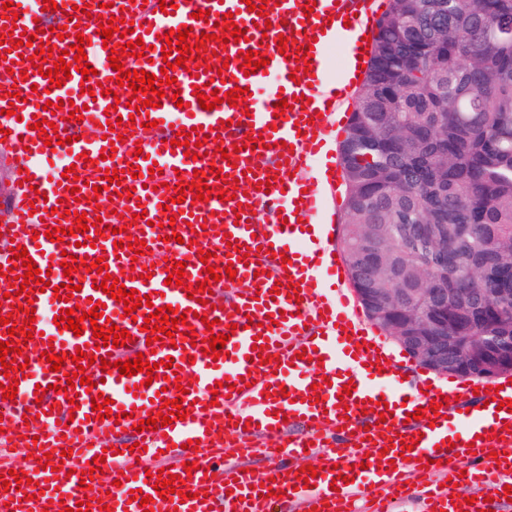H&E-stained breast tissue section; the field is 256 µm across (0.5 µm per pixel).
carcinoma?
<instances>
[{
    "label": "carcinoma",
    "mask_w": 512,
    "mask_h": 512,
    "mask_svg": "<svg viewBox=\"0 0 512 512\" xmlns=\"http://www.w3.org/2000/svg\"><path fill=\"white\" fill-rule=\"evenodd\" d=\"M340 143L345 259L447 375L512 371V0H390ZM490 341L495 365L469 355Z\"/></svg>",
    "instance_id": "obj_1"
}]
</instances>
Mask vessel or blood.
Segmentation results:
<instances>
[{"label": "vessel or blood", "instance_id": "vessel-or-blood-1", "mask_svg": "<svg viewBox=\"0 0 512 512\" xmlns=\"http://www.w3.org/2000/svg\"><path fill=\"white\" fill-rule=\"evenodd\" d=\"M17 20L0 18V34L15 29L35 35L37 43L65 52L66 62L74 57L68 49L75 33L89 37L87 61L96 73L83 77L72 72L62 87H51L40 71L50 68L43 61L34 68L30 58L34 46H21L7 52L0 45V127L8 129V144L16 156L27 161L32 186L16 187L8 205L10 219L0 225V265H7L11 243L26 247L37 268L49 271L50 286L37 291L27 285L26 295L10 296L11 282L0 276V311L12 313L14 321H24L19 304L32 301L36 310V334L32 340L9 335L0 324V341L15 340L30 360L25 370H11L5 385H17V395L0 400V427L16 435L28 436L29 457L24 470L32 483L21 500V493L0 488V512H68L78 501L91 496L109 504L114 512H143L130 493L139 489L153 495V475L160 469H173L184 475L185 463H193L191 481L180 491L151 502L152 512H398L404 505L415 512H512L505 495L512 486V413L501 409V402L512 400V380L503 379L500 390L475 393L469 382L442 384L431 378H403L394 370L395 359L385 346L370 336L359 319L351 297L345 291L330 295L328 277L344 274V260L334 254V246L324 245L313 228L315 216L324 205L307 174L312 165L324 163L327 177L335 168L328 160L325 131L343 127V107L360 84L358 75L346 67L329 75L327 51L342 49L347 64L358 62L371 50L367 35L377 30L378 13L374 0H174L175 6L161 12L159 0H113L109 9H99V0H57L58 7L44 11L30 0H13ZM265 4L268 24L258 22L252 7ZM90 5L82 13V5ZM208 11V19L195 18L198 10ZM232 13L244 32L245 41L205 42L207 67L190 77L175 68L180 102L171 96L161 98L156 108L139 110L134 124L124 129V143L111 146L103 140V125L118 119L111 111L113 102L106 93L114 70L109 65L110 49L104 48L99 33V17H117L131 22L129 41L150 46L148 56L124 57L125 69L159 74L163 65L162 34L189 26L193 37L201 33L224 34L217 17ZM65 27L63 39L48 37L49 26ZM287 38L286 52H279L280 38ZM306 49V59H298V49ZM262 51L266 66L244 75L242 52ZM221 74L220 92L236 87L250 91L246 106L218 104L202 109L194 87L209 83ZM101 83L97 96L83 93L82 79ZM20 92L21 101L5 99L8 90ZM305 96L306 107H293L276 115L280 98ZM73 101L83 118L69 119L67 110L50 112L46 102ZM13 115H5V108ZM177 116L178 127L191 129L193 140L203 141V158L186 157L184 147H171L176 136L170 129V116ZM53 120L65 145L48 147L32 130L34 118ZM155 127L145 128L146 119ZM262 137V146L249 148L252 137ZM230 160H222V151ZM64 154L66 163L75 165L82 181L79 201H72L69 179L62 166L53 165L54 155ZM138 166L140 174L131 177L129 169ZM157 174H150V167ZM120 169L118 182H108L106 169ZM202 171L209 188L235 183L236 198L227 202L219 197L209 201L176 203L177 183H190L194 171ZM270 181L269 191L259 190L258 182ZM101 185L102 197L112 196L118 186L135 190L123 203L120 214L101 212L93 201V185ZM69 201L67 217L53 214L58 200ZM264 204L268 218L258 221L256 204ZM145 218H137L138 210ZM102 217L107 228L95 246L74 234L73 244L48 240L49 227H73L75 216ZM44 217L33 221L34 214ZM208 226V239L215 253L214 271L220 281L211 283L207 304L189 298L186 284L206 280L204 264L197 248L187 247L201 226ZM181 235L172 241L171 232ZM144 240L141 255L131 249L115 248V240L128 237ZM78 262L93 263L104 257L108 274L118 277L126 289L150 295L151 306L139 307L126 316L123 303L93 286L96 273L78 271L73 284L78 287L71 299L82 309L94 302L104 305V317L128 330L130 342L113 348L98 345L92 327L82 335L61 330L48 315L59 312L62 301L54 296L55 286L63 283V254ZM185 262L183 286L167 284L166 264ZM233 265L235 279L224 278L226 265ZM152 267V278H143L145 267ZM298 297H290V287ZM172 306L187 313L186 325L173 336L148 342L142 327L151 308ZM215 322L206 328L205 319ZM224 333L228 341L223 355H203L198 342L211 334ZM313 349L317 360L297 359L303 349ZM65 357L61 371H51L41 360L44 350ZM105 358L108 369L98 363L85 370L96 389L111 399V416L93 417L92 400L85 386L76 385L61 394L67 377L77 367L70 357L76 351ZM270 363H261V356ZM144 357L149 362L172 359L180 379L148 380L140 372L127 377L115 368L116 360ZM228 387H221V380ZM189 383L188 393L176 391V382ZM352 384V395L343 387ZM43 387V398H36V387ZM164 399L184 398L189 419L163 430H134L133 422L160 414L156 395ZM385 401L389 416L363 412L365 401ZM440 404L430 412V404ZM425 408L423 419L413 420L418 408ZM128 437L136 443L133 452L118 453L111 442ZM317 447L319 468L311 487L298 486L296 459L304 449ZM71 450L66 461L73 473L56 478L37 459L44 453L60 455ZM104 455L106 462L94 474L91 489H84L81 478L88 461ZM263 455L265 468L247 471L248 460ZM368 468H361V461ZM350 477V484L331 490L336 476ZM121 487H114V480ZM481 485L483 495L466 503L464 486Z\"/></svg>", "mask_w": 512, "mask_h": 512}]
</instances>
